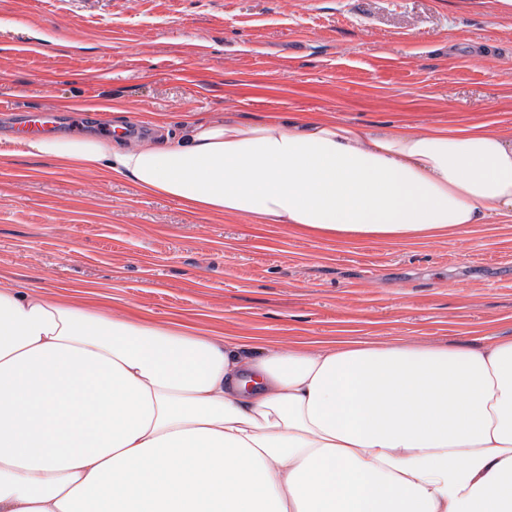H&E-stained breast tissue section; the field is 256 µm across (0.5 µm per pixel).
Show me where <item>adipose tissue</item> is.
Returning <instances> with one entry per match:
<instances>
[{
    "label": "adipose tissue",
    "instance_id": "obj_1",
    "mask_svg": "<svg viewBox=\"0 0 512 512\" xmlns=\"http://www.w3.org/2000/svg\"><path fill=\"white\" fill-rule=\"evenodd\" d=\"M21 145L304 237L512 220V135L490 126L222 119ZM0 512H512V340L249 344L0 282Z\"/></svg>",
    "mask_w": 512,
    "mask_h": 512
}]
</instances>
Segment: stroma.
<instances>
[{
	"instance_id": "1",
	"label": "stroma",
	"mask_w": 512,
	"mask_h": 512,
	"mask_svg": "<svg viewBox=\"0 0 512 512\" xmlns=\"http://www.w3.org/2000/svg\"><path fill=\"white\" fill-rule=\"evenodd\" d=\"M43 107L72 136L301 112L512 133V0H0V281L285 345L512 339V223L349 244L193 216L21 155L14 113Z\"/></svg>"
}]
</instances>
